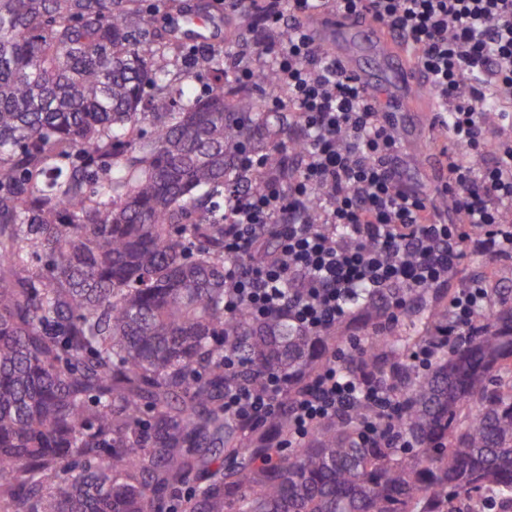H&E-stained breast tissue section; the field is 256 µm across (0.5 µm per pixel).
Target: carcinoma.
<instances>
[{"label":"carcinoma","mask_w":512,"mask_h":512,"mask_svg":"<svg viewBox=\"0 0 512 512\" xmlns=\"http://www.w3.org/2000/svg\"><path fill=\"white\" fill-rule=\"evenodd\" d=\"M219 10L0 0V512H165L184 485L177 512L512 509L511 292L491 289L480 332L426 370L409 349L448 320L446 294L364 303L327 336L225 311L224 224L261 184L243 156L287 170L288 127L172 25ZM342 344L400 399L409 447L364 443V402L289 442ZM270 373L287 387L259 427L224 414V387Z\"/></svg>","instance_id":"cac0c4a2"}]
</instances>
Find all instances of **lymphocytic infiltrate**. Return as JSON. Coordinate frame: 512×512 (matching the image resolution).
Listing matches in <instances>:
<instances>
[{
  "label": "lymphocytic infiltrate",
  "instance_id": "f902f5d3",
  "mask_svg": "<svg viewBox=\"0 0 512 512\" xmlns=\"http://www.w3.org/2000/svg\"><path fill=\"white\" fill-rule=\"evenodd\" d=\"M243 6L255 54L227 65L247 88L259 55L272 56L279 93L271 109L289 117L287 174L249 157L263 186L241 193L224 227V308L247 305L255 317L286 309L320 336L363 301L395 310L405 291L448 288V323L411 359L428 368L441 350L475 335L490 308L484 280L449 289L468 257L512 262V0H225ZM342 12L371 20L420 51L419 68L439 105L444 130L441 183L433 191L408 183L400 125L367 96L357 78L319 46L312 23ZM273 240V259L251 261ZM285 378L261 388L233 383L224 412L262 424L278 406ZM374 413L358 432L365 443L386 436L399 403L388 385L349 373L340 357L293 405L292 434L345 417L358 402Z\"/></svg>",
  "mask_w": 512,
  "mask_h": 512
}]
</instances>
